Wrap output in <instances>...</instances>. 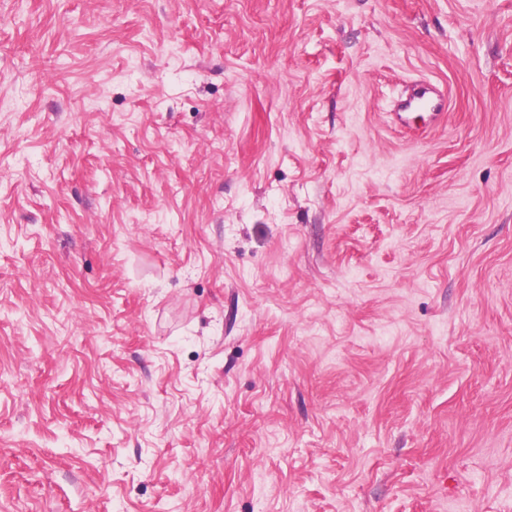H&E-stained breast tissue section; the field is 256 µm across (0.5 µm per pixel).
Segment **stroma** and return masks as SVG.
Returning <instances> with one entry per match:
<instances>
[{
  "instance_id": "35a3bbf8",
  "label": "stroma",
  "mask_w": 512,
  "mask_h": 512,
  "mask_svg": "<svg viewBox=\"0 0 512 512\" xmlns=\"http://www.w3.org/2000/svg\"><path fill=\"white\" fill-rule=\"evenodd\" d=\"M0 512H512V0H0ZM415 103L421 108H425L431 112V116L435 117L442 114L445 100L439 94L426 86L419 88L418 92L405 105V109L411 107Z\"/></svg>"
}]
</instances>
